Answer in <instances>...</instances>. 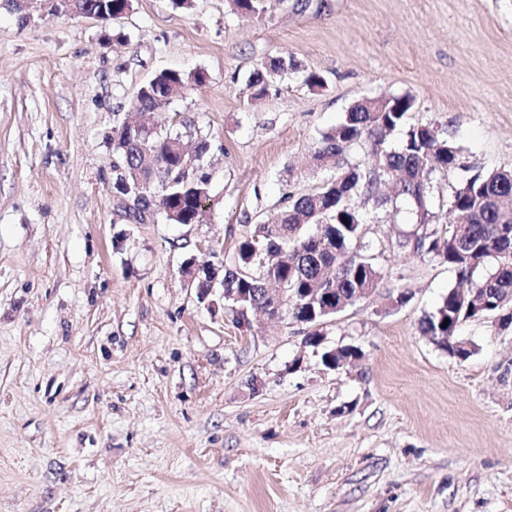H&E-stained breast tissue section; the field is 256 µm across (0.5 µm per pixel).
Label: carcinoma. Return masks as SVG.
<instances>
[{
	"instance_id": "1",
	"label": "carcinoma",
	"mask_w": 512,
	"mask_h": 512,
	"mask_svg": "<svg viewBox=\"0 0 512 512\" xmlns=\"http://www.w3.org/2000/svg\"><path fill=\"white\" fill-rule=\"evenodd\" d=\"M263 2L230 0V8L259 18ZM284 70L281 57L261 63L248 79L253 98L264 96ZM204 79L199 71H160L138 89L131 107L151 112ZM414 103L409 94L378 98L376 111L370 112L359 101L341 122L321 133L314 160L336 174L311 193L286 196L277 223L255 224L238 242L232 264L224 267V289L245 299L230 298L227 303L261 309L267 305L263 289L286 288L283 316L314 328L324 324L336 315L330 309L332 301L351 305L361 300L364 289L378 288L384 278L358 241L368 220L363 204H388L396 213L407 209L416 224L398 234L399 247L440 257L455 272L454 285L435 311L421 320L420 330L450 355L457 354L454 344L462 342L459 325L479 316L470 302L473 291L489 299L512 293V170H478L461 178L451 207L466 214L468 223L430 227L435 218L433 175L456 167L460 148L430 125H406ZM395 131L401 140L394 147L387 136ZM171 138L160 132L143 138L126 122L113 130L114 190L125 198L134 172L145 178L139 186L138 210L127 213L139 223L160 213L174 224H194L210 205L209 175L200 167L208 141L186 142L187 151L181 155L172 149ZM355 147L375 155V165L347 162V153ZM385 171L401 183L393 198L375 195L377 177ZM491 258L495 265L488 269Z\"/></svg>"
}]
</instances>
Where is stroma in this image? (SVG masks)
Instances as JSON below:
<instances>
[{
    "label": "stroma",
    "instance_id": "1",
    "mask_svg": "<svg viewBox=\"0 0 512 512\" xmlns=\"http://www.w3.org/2000/svg\"><path fill=\"white\" fill-rule=\"evenodd\" d=\"M266 6L101 21L28 0L23 24L0 0V512H512V327L464 321V361L422 335L455 273L397 248L407 214L363 227L384 278L320 325L361 353L336 370L305 326L201 303L183 274L316 190V139L366 97L411 95L410 123L453 136L433 179L452 221L466 172L512 169V0ZM276 56L290 69L253 98ZM163 70L206 75L143 117L209 142L197 224L131 223L112 188V130ZM285 70V61L281 57L271 58L261 63L248 79V86L253 89V98L263 97L270 83Z\"/></svg>",
    "mask_w": 512,
    "mask_h": 512
}]
</instances>
